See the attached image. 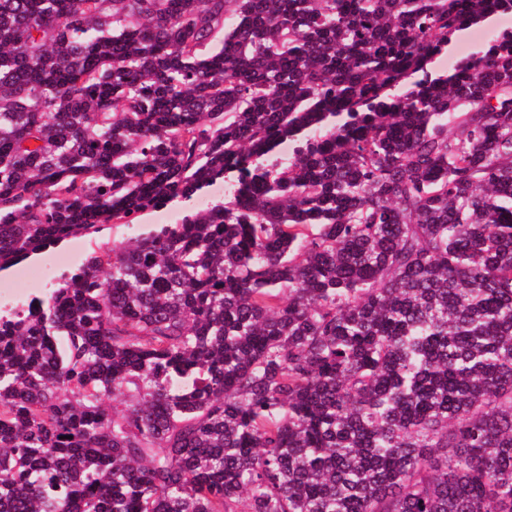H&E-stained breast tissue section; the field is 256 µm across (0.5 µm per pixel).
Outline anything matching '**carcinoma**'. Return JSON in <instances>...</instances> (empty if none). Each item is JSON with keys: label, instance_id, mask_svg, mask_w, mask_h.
I'll list each match as a JSON object with an SVG mask.
<instances>
[{"label": "carcinoma", "instance_id": "1", "mask_svg": "<svg viewBox=\"0 0 512 512\" xmlns=\"http://www.w3.org/2000/svg\"><path fill=\"white\" fill-rule=\"evenodd\" d=\"M505 12L0 0V271L235 175L0 311V512H512ZM512 28V15L504 13L494 19L474 25L464 31L466 36L461 35L453 39L448 51L439 55L431 65V70L437 74H451L453 66L463 57L479 50L489 48L492 41L504 30ZM470 37L467 38V35Z\"/></svg>", "mask_w": 512, "mask_h": 512}]
</instances>
